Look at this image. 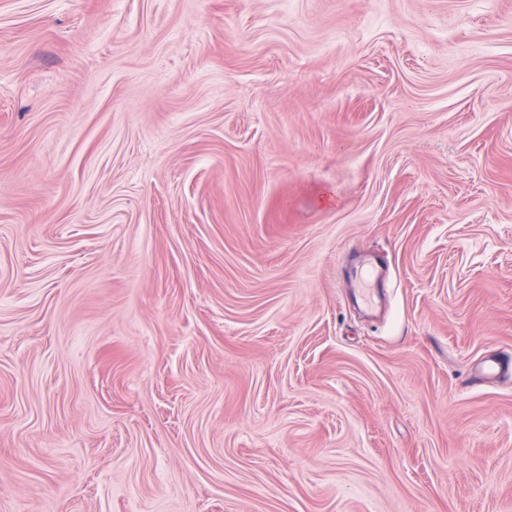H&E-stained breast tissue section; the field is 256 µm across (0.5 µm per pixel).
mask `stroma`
Segmentation results:
<instances>
[{
  "label": "stroma",
  "instance_id": "1",
  "mask_svg": "<svg viewBox=\"0 0 512 512\" xmlns=\"http://www.w3.org/2000/svg\"><path fill=\"white\" fill-rule=\"evenodd\" d=\"M491 354L512 0H0V512H512ZM351 279L354 288H358L357 297L363 308L369 312L379 307V302L372 301L367 296V289L363 288L367 283L381 284L384 279L383 271L370 259H363L351 269Z\"/></svg>",
  "mask_w": 512,
  "mask_h": 512
}]
</instances>
